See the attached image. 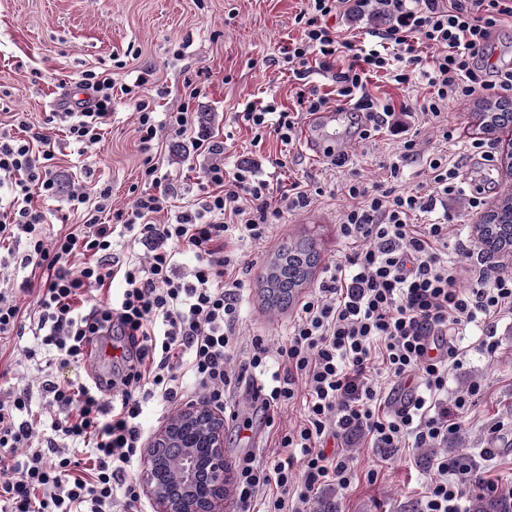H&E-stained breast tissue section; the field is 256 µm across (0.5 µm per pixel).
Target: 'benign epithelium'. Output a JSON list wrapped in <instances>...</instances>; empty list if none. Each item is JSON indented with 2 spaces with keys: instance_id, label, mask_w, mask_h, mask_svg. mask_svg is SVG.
<instances>
[{
  "instance_id": "benign-epithelium-1",
  "label": "benign epithelium",
  "mask_w": 512,
  "mask_h": 512,
  "mask_svg": "<svg viewBox=\"0 0 512 512\" xmlns=\"http://www.w3.org/2000/svg\"><path fill=\"white\" fill-rule=\"evenodd\" d=\"M178 453L175 470L169 457ZM140 487L154 512H224L233 467L224 456V413L204 401L178 409L143 451Z\"/></svg>"
}]
</instances>
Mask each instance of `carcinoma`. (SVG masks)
<instances>
[{
    "label": "carcinoma",
    "instance_id": "obj_1",
    "mask_svg": "<svg viewBox=\"0 0 512 512\" xmlns=\"http://www.w3.org/2000/svg\"><path fill=\"white\" fill-rule=\"evenodd\" d=\"M478 116L499 127L512 124V99L484 100ZM477 240L490 250L500 251L512 247V189L500 200L485 222L476 225ZM318 260L312 242L291 241L280 250L265 276L268 305L284 308L294 298L313 273ZM473 512H512V500L504 496H478L472 504Z\"/></svg>",
    "mask_w": 512,
    "mask_h": 512
}]
</instances>
